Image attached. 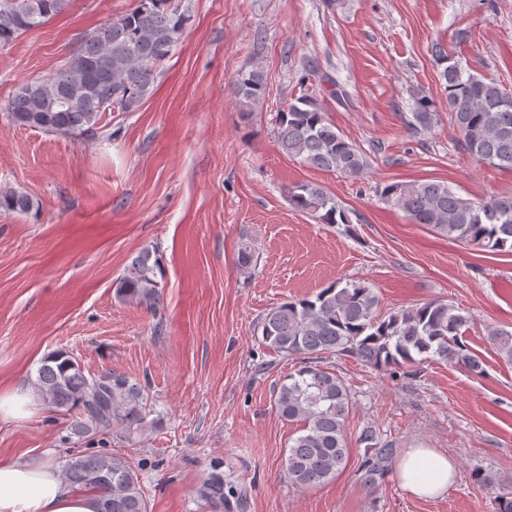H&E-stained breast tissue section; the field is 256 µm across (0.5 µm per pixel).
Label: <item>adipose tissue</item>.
Here are the masks:
<instances>
[{"instance_id": "1", "label": "adipose tissue", "mask_w": 512, "mask_h": 512, "mask_svg": "<svg viewBox=\"0 0 512 512\" xmlns=\"http://www.w3.org/2000/svg\"><path fill=\"white\" fill-rule=\"evenodd\" d=\"M456 465L431 448H410L394 478L409 496L431 499L452 484ZM98 496L71 488L47 461L0 462V512H97Z\"/></svg>"}]
</instances>
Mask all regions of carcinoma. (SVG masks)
I'll list each match as a JSON object with an SVG mask.
<instances>
[{
  "label": "carcinoma",
  "instance_id": "obj_1",
  "mask_svg": "<svg viewBox=\"0 0 512 512\" xmlns=\"http://www.w3.org/2000/svg\"><path fill=\"white\" fill-rule=\"evenodd\" d=\"M68 0H0V46L46 23L63 11ZM190 15L171 0H139L137 7L86 34L62 70L22 83L10 103L11 121L56 136L94 131L106 112H135L153 91L158 67L180 42ZM440 67L448 113L459 131L460 145L473 159L492 167L512 169V90L465 69L442 43L431 47ZM265 75L255 65L233 82L243 116L263 96ZM412 102L409 126L428 132L439 121L434 100L419 87L407 90ZM274 127L281 150L303 164L349 177L363 174V150L349 142L329 121L318 100L302 95L276 112ZM381 194L422 224L452 241L492 252L512 251V197L474 201L445 182L385 185ZM291 204L324 224H347L348 214L320 186L303 183L290 192ZM28 195L0 191V209L26 213ZM159 258L146 249L136 256L119 280L117 293L149 307L160 302ZM471 315L451 303L434 300L378 314L370 288L355 281H336L313 296L284 302L261 322L262 341L284 358L300 359L299 368L274 390L273 405L283 419L301 423L285 458L288 481L314 487L336 477L350 457L348 424L354 400L344 379L322 365L333 356H349L364 365L417 375L420 360L459 365L483 373L482 358L463 342ZM497 354L512 364V330L489 333ZM36 388L58 409L80 411L74 435L107 432L113 426L128 431L142 427L150 415L144 390L125 375L108 371L86 376L66 351L44 358ZM364 446L359 464L360 484L376 491L397 455L395 443L371 425L357 437ZM474 479L494 494V512H512V484L480 471ZM66 482L101 493L100 512H148L138 471L122 456L81 455L63 472Z\"/></svg>",
  "mask_w": 512,
  "mask_h": 512
}]
</instances>
